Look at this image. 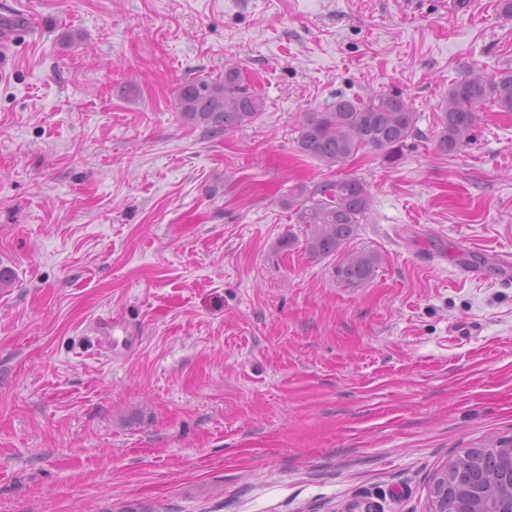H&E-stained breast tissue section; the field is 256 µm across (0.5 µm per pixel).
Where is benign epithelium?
<instances>
[{
	"label": "benign epithelium",
	"instance_id": "1",
	"mask_svg": "<svg viewBox=\"0 0 512 512\" xmlns=\"http://www.w3.org/2000/svg\"><path fill=\"white\" fill-rule=\"evenodd\" d=\"M504 477L483 471L469 449L454 459V464L468 462L470 470L464 480H454L451 470L444 469L436 478L432 512H448V498L459 500V512H512V448H503Z\"/></svg>",
	"mask_w": 512,
	"mask_h": 512
}]
</instances>
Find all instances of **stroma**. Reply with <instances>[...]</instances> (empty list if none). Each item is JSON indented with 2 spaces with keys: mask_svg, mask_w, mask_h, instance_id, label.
Masks as SVG:
<instances>
[{
  "mask_svg": "<svg viewBox=\"0 0 512 512\" xmlns=\"http://www.w3.org/2000/svg\"><path fill=\"white\" fill-rule=\"evenodd\" d=\"M0 33V512H430L512 435V112L437 145L453 84L512 71L497 0H0ZM230 65L263 114L183 120ZM375 91L416 116L399 165L297 152ZM348 174L358 288L288 207ZM381 261V255L371 250L344 253L335 267L336 280L345 287H359L374 277Z\"/></svg>",
  "mask_w": 512,
  "mask_h": 512,
  "instance_id": "obj_1",
  "label": "stroma"
}]
</instances>
